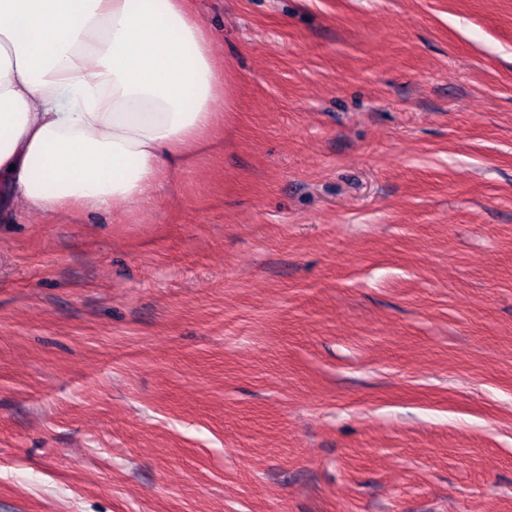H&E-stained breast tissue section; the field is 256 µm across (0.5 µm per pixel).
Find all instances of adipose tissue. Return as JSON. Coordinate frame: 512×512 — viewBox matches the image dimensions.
<instances>
[{"label":"adipose tissue","instance_id":"obj_1","mask_svg":"<svg viewBox=\"0 0 512 512\" xmlns=\"http://www.w3.org/2000/svg\"><path fill=\"white\" fill-rule=\"evenodd\" d=\"M222 61L185 0H0V203H149L221 118Z\"/></svg>","mask_w":512,"mask_h":512}]
</instances>
